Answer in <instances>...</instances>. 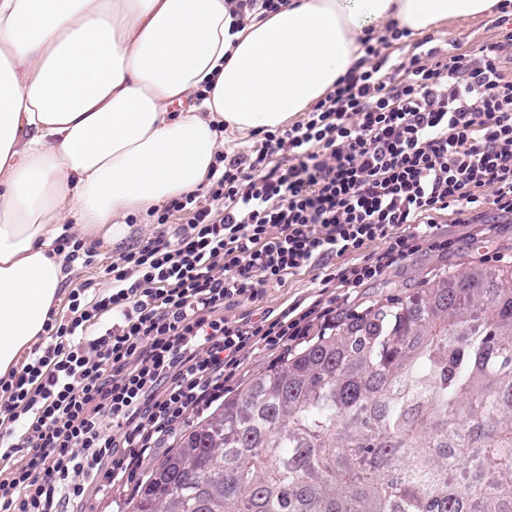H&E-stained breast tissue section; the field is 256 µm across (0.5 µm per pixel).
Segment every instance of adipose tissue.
<instances>
[{
    "instance_id": "obj_1",
    "label": "adipose tissue",
    "mask_w": 512,
    "mask_h": 512,
    "mask_svg": "<svg viewBox=\"0 0 512 512\" xmlns=\"http://www.w3.org/2000/svg\"><path fill=\"white\" fill-rule=\"evenodd\" d=\"M498 2L288 0L236 31L228 0H0V376L66 279V220L122 241L127 216L201 187L225 133L324 97L364 39Z\"/></svg>"
}]
</instances>
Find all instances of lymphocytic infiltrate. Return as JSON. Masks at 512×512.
Here are the masks:
<instances>
[{
  "label": "lymphocytic infiltrate",
  "instance_id": "1",
  "mask_svg": "<svg viewBox=\"0 0 512 512\" xmlns=\"http://www.w3.org/2000/svg\"><path fill=\"white\" fill-rule=\"evenodd\" d=\"M390 27L301 119L260 145L220 152L205 193L151 209L154 236L105 270L107 288H72L67 311L20 369L0 377V512H84L86 485L129 489L145 458L171 447L189 413L224 398V374L259 347L289 352L334 322L225 319L228 304L332 256L381 241L341 287L380 278L419 241L441 248L436 216L512 213V27L475 54L432 36L408 58ZM23 449L14 458L13 449Z\"/></svg>",
  "mask_w": 512,
  "mask_h": 512
}]
</instances>
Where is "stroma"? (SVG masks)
<instances>
[{
	"mask_svg": "<svg viewBox=\"0 0 512 512\" xmlns=\"http://www.w3.org/2000/svg\"><path fill=\"white\" fill-rule=\"evenodd\" d=\"M497 21L498 17L494 14L453 20L439 25L433 34L439 45L455 44L461 50L474 51L497 39ZM439 222L442 235L451 242L450 248L440 250L425 243L420 244L411 256L389 267L381 278L354 289L350 301H343L340 288L332 285L321 287V279L336 274L340 268L354 261L375 258L382 252L383 242L371 243L355 256L331 257L320 266L289 277L282 285L266 288L256 302L226 306L224 317L230 321L256 319L265 312L278 314L295 305L306 306L315 301L339 317L346 313L363 312L375 300L389 295H412L423 288L426 281L444 272L457 275L473 267L493 269L512 265L511 214L488 206L478 218L466 224L459 222L452 211L442 213ZM155 231L151 217L142 214L134 217L128 235L120 243L110 245L96 240L95 264L71 267L70 276L60 289L54 305L56 315L66 312L67 295L76 283L90 278L98 285H105L104 267L140 240L152 237Z\"/></svg>",
	"mask_w": 512,
	"mask_h": 512,
	"instance_id": "obj_1",
	"label": "stroma"
}]
</instances>
